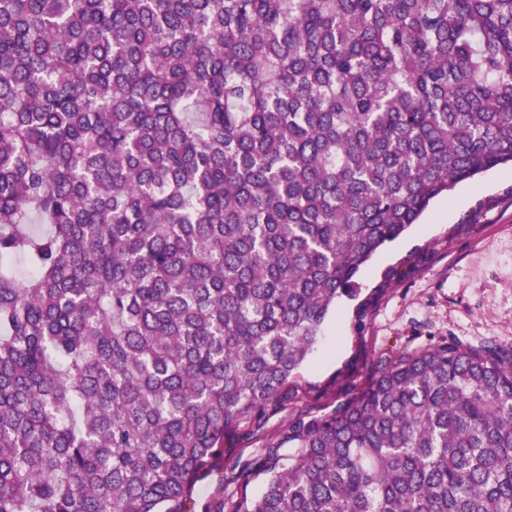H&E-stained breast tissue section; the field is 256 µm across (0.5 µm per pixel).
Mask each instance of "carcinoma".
Segmentation results:
<instances>
[{"mask_svg": "<svg viewBox=\"0 0 512 512\" xmlns=\"http://www.w3.org/2000/svg\"><path fill=\"white\" fill-rule=\"evenodd\" d=\"M512 163V0H0V512H196L224 433ZM235 512H512V354L290 421Z\"/></svg>", "mask_w": 512, "mask_h": 512, "instance_id": "obj_1", "label": "carcinoma"}]
</instances>
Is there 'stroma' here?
I'll return each mask as SVG.
<instances>
[{"label": "stroma", "mask_w": 512, "mask_h": 512, "mask_svg": "<svg viewBox=\"0 0 512 512\" xmlns=\"http://www.w3.org/2000/svg\"><path fill=\"white\" fill-rule=\"evenodd\" d=\"M391 271L395 279L364 322L356 320V301L337 302L287 397L225 432L224 471L201 476L200 501L220 487L224 512H234L242 498L260 496L258 465L285 425L358 396L400 353L452 341L512 351V167L461 182L431 202L356 275L361 297Z\"/></svg>", "instance_id": "stroma-1"}]
</instances>
